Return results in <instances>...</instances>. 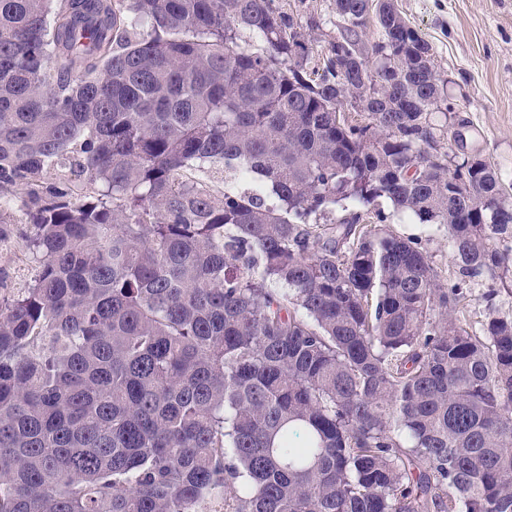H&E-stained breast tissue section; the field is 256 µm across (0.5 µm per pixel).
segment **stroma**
Returning <instances> with one entry per match:
<instances>
[{"label":"stroma","instance_id":"35a3bbf8","mask_svg":"<svg viewBox=\"0 0 512 512\" xmlns=\"http://www.w3.org/2000/svg\"><path fill=\"white\" fill-rule=\"evenodd\" d=\"M302 1L319 22L312 32L314 51L326 53L343 23L331 0H275L287 12ZM395 5L432 46L457 120L468 125L512 192V0H395ZM390 228L400 236L421 238L441 280L456 279L446 236L409 220L391 221ZM0 269L7 273L5 286L12 294L23 293L32 283L35 265L18 235L0 240ZM490 292L496 295L499 313L512 315L511 292L489 278L472 279L463 302L470 331H481L487 314L484 296Z\"/></svg>","mask_w":512,"mask_h":512}]
</instances>
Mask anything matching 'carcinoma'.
I'll return each instance as SVG.
<instances>
[{"label":"carcinoma","instance_id":"cac0c4a2","mask_svg":"<svg viewBox=\"0 0 512 512\" xmlns=\"http://www.w3.org/2000/svg\"><path fill=\"white\" fill-rule=\"evenodd\" d=\"M331 6L319 60L275 0H0L38 268L0 294V512H512V316L457 319L512 287V195L459 132L433 159L447 81L393 0ZM390 229L400 236L421 237L422 244L441 280L449 283L456 279L458 268L452 261L446 236L430 230L425 224H418L416 221L409 220H391ZM498 292L495 298V306L501 315H512V293L505 291L499 281H493L486 277L472 279L468 285V296L463 301L464 312L469 324V330L477 334L482 329L487 310L483 296L490 291Z\"/></svg>","mask_w":512,"mask_h":512}]
</instances>
